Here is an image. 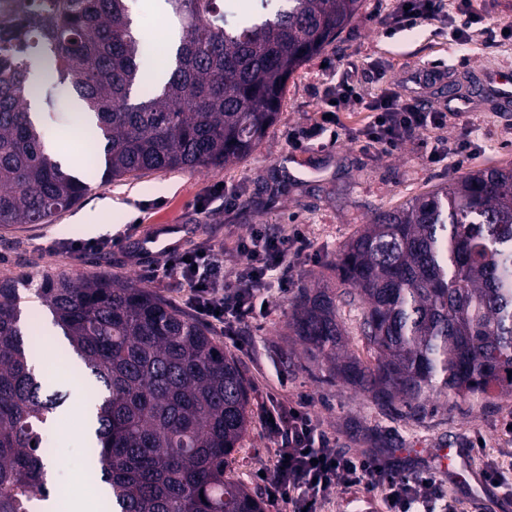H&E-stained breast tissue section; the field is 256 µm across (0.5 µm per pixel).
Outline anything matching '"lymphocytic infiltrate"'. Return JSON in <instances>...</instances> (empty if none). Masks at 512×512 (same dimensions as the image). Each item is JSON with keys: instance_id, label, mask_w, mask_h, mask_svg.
Returning a JSON list of instances; mask_svg holds the SVG:
<instances>
[{"instance_id": "f902f5d3", "label": "lymphocytic infiltrate", "mask_w": 512, "mask_h": 512, "mask_svg": "<svg viewBox=\"0 0 512 512\" xmlns=\"http://www.w3.org/2000/svg\"><path fill=\"white\" fill-rule=\"evenodd\" d=\"M433 23L442 25L451 40L462 44L473 37L502 36V22L473 10L471 0H396L382 22L385 35L411 31ZM368 71L385 80L381 67L362 58L340 60L333 67L335 78L323 91L324 116L315 124L293 131L291 148L300 149L322 134L333 140L359 144L361 149L392 152L423 131L455 123L461 130L453 144H437L435 159L454 156L463 160L476 149L473 135L478 130L469 113L425 110L419 98L388 87L377 99L365 101L357 79ZM366 108L369 119L363 127H346L340 115ZM310 243L304 234L284 240L262 231H252L237 243L240 263L234 271L224 268L222 247L202 243L188 250L170 249L163 263H149L147 279L176 284L181 298L201 318L232 334L236 325L262 317L263 305L273 290H284L279 272L291 258L304 253ZM277 446L263 479L267 495L286 505L288 512H320L331 489L360 487L379 494L387 512H454L452 489L435 471L409 473L366 454L342 452L319 428L316 419L300 401L279 409H262Z\"/></svg>"}]
</instances>
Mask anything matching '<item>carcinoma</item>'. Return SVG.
I'll list each match as a JSON object with an SVG mask.
<instances>
[{"label":"carcinoma","mask_w":512,"mask_h":512,"mask_svg":"<svg viewBox=\"0 0 512 512\" xmlns=\"http://www.w3.org/2000/svg\"><path fill=\"white\" fill-rule=\"evenodd\" d=\"M220 0H164L170 67L147 93L143 41L127 0H32L0 20V227L47 224L87 182L50 152L29 97L52 103L30 62L84 104L113 179L227 166L249 156L280 112L286 83L333 42L364 0H278L231 26ZM339 289L297 288L288 335L308 360L387 408L415 414L454 394L512 396V168L469 171L375 213L335 263ZM94 400L90 457L110 512H265L230 479L250 425L238 361L201 324L119 278L47 276L38 288ZM360 305L364 361L340 305ZM19 289L0 280V512H41L64 396L32 368Z\"/></svg>","instance_id":"cac0c4a2"}]
</instances>
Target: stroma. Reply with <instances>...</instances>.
Listing matches in <instances>:
<instances>
[{
  "label": "stroma",
  "mask_w": 512,
  "mask_h": 512,
  "mask_svg": "<svg viewBox=\"0 0 512 512\" xmlns=\"http://www.w3.org/2000/svg\"><path fill=\"white\" fill-rule=\"evenodd\" d=\"M392 6L393 0H364L336 42L289 79L279 119L262 143L245 160L227 167L163 171L135 181L106 177L98 164L100 142L83 147L62 136L79 107L67 87L57 86L52 108L42 114L46 140L73 163L90 189L50 223L0 228V278L15 281L27 318L42 319L44 306L37 290L45 276L59 274L121 277L182 306L177 288L147 280L140 265L139 234L172 225H186L192 231L191 237L178 239V247L207 238L220 244L229 269L239 262L237 239L253 227L263 226L283 238L301 230L311 247L286 269L289 288L315 279L332 286V264L375 210L404 206L472 170L512 167V111H499L488 90L493 76L512 73V41L482 40L460 51L435 24L388 37L379 21ZM129 7L150 31L144 40L143 66L152 70L171 27L170 17L164 11L145 13L144 0H129ZM355 54L385 65L387 83L401 90L412 89L415 73L438 66L443 75L423 90L422 103L440 110L461 99L468 101L480 123L473 156L460 165L451 159L430 160L437 140L459 136L453 126L426 131L391 154L365 152L348 142L332 145L325 139L298 150L289 148V132L312 124L322 109V64ZM457 80L463 81V88L449 93V83ZM219 186L236 194L235 207L197 215L196 201ZM92 239H109L113 245L73 255L54 249L58 243ZM287 321L288 296L277 293L263 320L241 326L237 340L224 342L252 388L253 417L233 454L234 479L264 497L258 472L268 464L274 444L259 410L303 397L338 448L370 454L407 470H435L452 488L456 512H512L500 490L461 479L456 464L442 463L438 455L442 448L460 449L479 469L487 459L512 458V436L502 430L503 422L512 420V398L475 401L441 396L430 399L418 418L387 411L350 386L327 381L325 370L305 359L300 345L289 344ZM55 343V337H46L39 360L53 389L71 397L79 392L84 373L78 363L56 353ZM55 435L52 487L57 490L68 488L73 471L88 461L83 414L64 416Z\"/></svg>",
  "instance_id": "35a3bbf8"
}]
</instances>
